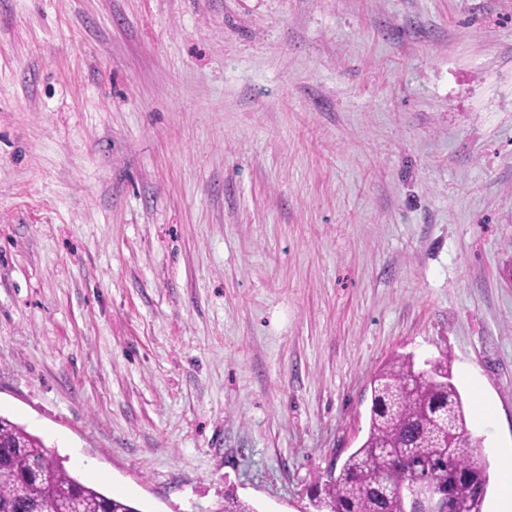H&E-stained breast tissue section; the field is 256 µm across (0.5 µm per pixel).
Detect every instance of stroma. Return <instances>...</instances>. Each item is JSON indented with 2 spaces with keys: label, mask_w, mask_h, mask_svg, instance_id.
Returning a JSON list of instances; mask_svg holds the SVG:
<instances>
[{
  "label": "stroma",
  "mask_w": 512,
  "mask_h": 512,
  "mask_svg": "<svg viewBox=\"0 0 512 512\" xmlns=\"http://www.w3.org/2000/svg\"><path fill=\"white\" fill-rule=\"evenodd\" d=\"M512 451V0H0V415L141 512H314L375 371Z\"/></svg>",
  "instance_id": "obj_1"
}]
</instances>
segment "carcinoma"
<instances>
[{"instance_id":"obj_1","label":"carcinoma","mask_w":512,"mask_h":512,"mask_svg":"<svg viewBox=\"0 0 512 512\" xmlns=\"http://www.w3.org/2000/svg\"><path fill=\"white\" fill-rule=\"evenodd\" d=\"M370 389L367 435L339 472L316 482V512H407L405 486L415 476L451 489L459 512H483L490 477L477 458L480 440L467 432L448 358L421 368L396 355L377 370ZM0 512L141 510L80 482L41 438L0 415ZM218 512L255 510L226 492Z\"/></svg>"}]
</instances>
